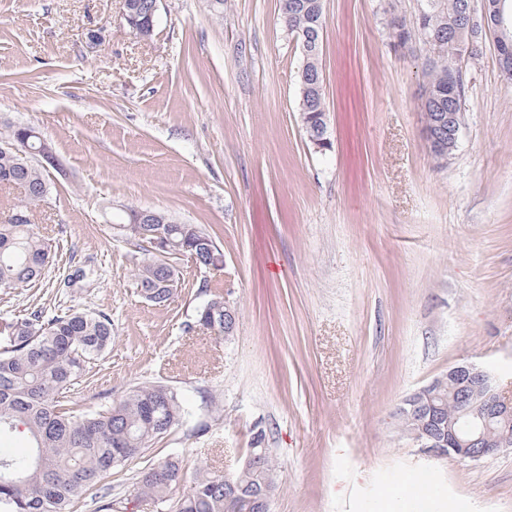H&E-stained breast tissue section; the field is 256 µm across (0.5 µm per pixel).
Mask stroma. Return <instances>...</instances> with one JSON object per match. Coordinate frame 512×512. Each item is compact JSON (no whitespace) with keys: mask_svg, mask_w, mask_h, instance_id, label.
Returning <instances> with one entry per match:
<instances>
[{"mask_svg":"<svg viewBox=\"0 0 512 512\" xmlns=\"http://www.w3.org/2000/svg\"><path fill=\"white\" fill-rule=\"evenodd\" d=\"M280 4L160 0L144 39L123 0H0V130L38 128L68 171L35 212L52 271L0 292V318L110 315L112 346L71 410L144 381L182 396L187 421L108 477L118 512H160L135 492L148 463L231 475L255 446L276 461L271 512H390L383 494L405 475L420 512H512V450L431 458L397 425L404 399L457 363L512 392V76L484 36L464 64L458 148L438 165L427 60L416 42L394 51L390 26L417 0H324L320 152ZM131 206L204 225L223 268L179 260L174 302L148 305L143 252L112 229ZM205 281L237 310L231 337L193 325Z\"/></svg>","mask_w":512,"mask_h":512,"instance_id":"stroma-1","label":"stroma"}]
</instances>
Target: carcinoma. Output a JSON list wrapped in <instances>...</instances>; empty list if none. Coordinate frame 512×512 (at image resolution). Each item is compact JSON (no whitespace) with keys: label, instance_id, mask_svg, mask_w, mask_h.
<instances>
[{"label":"carcinoma","instance_id":"cac0c4a2","mask_svg":"<svg viewBox=\"0 0 512 512\" xmlns=\"http://www.w3.org/2000/svg\"><path fill=\"white\" fill-rule=\"evenodd\" d=\"M468 0H418L413 21L395 19L396 41L407 44L443 34L444 55L428 64L422 103L425 121L437 124L441 115L458 113L463 122L466 80L461 58L477 54L485 29L463 23ZM281 14L290 34L311 30L323 38L324 0H281ZM502 71L512 76V40L496 45ZM300 120L305 133L309 122L326 111L320 54L306 58L302 68ZM23 127L10 125L0 132V191L24 187L17 202L0 212V290H15L43 279L51 266L48 246L32 224L13 219L33 216L46 201V168L37 160L5 146L21 140ZM126 212L123 239L150 251V238H140ZM175 251H184L204 266L224 263V253L200 224H156ZM142 296L154 306L168 305L175 294L149 256L136 271ZM208 299L196 311V325L224 335V296L202 283ZM112 343V320L103 312L76 310L48 315L33 310L24 317L0 323V434L24 427L30 452L22 458H0V509L3 512H71V505L85 491L97 486L112 470L149 448L181 425L188 411L177 392L159 382H143L122 399L99 412L74 413L63 398L86 375ZM262 465L239 470L227 478L201 468L191 492L172 502L171 512H258L254 493L275 491L276 462L267 448H253ZM183 479L178 458L149 464L139 473L136 493L155 503L170 500L172 489ZM241 491L228 499L224 480Z\"/></svg>","mask_w":512,"mask_h":512}]
</instances>
